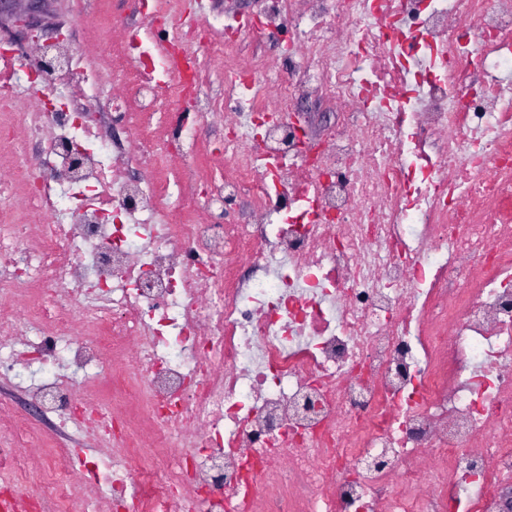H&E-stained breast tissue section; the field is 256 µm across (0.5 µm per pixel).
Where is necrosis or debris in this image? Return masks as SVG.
<instances>
[{
  "label": "necrosis or debris",
  "instance_id": "4bbe7bcc",
  "mask_svg": "<svg viewBox=\"0 0 512 512\" xmlns=\"http://www.w3.org/2000/svg\"><path fill=\"white\" fill-rule=\"evenodd\" d=\"M270 3L254 32L287 27L292 68L225 64L220 98L192 86L246 31L189 30L183 0L109 86L65 40L0 77V377L36 370L30 398L113 448L34 468L0 402V496L32 478L29 512H506L512 0ZM187 65L184 122L141 137L129 89L160 109L151 74ZM313 94L342 115L316 134Z\"/></svg>",
  "mask_w": 512,
  "mask_h": 512
}]
</instances>
